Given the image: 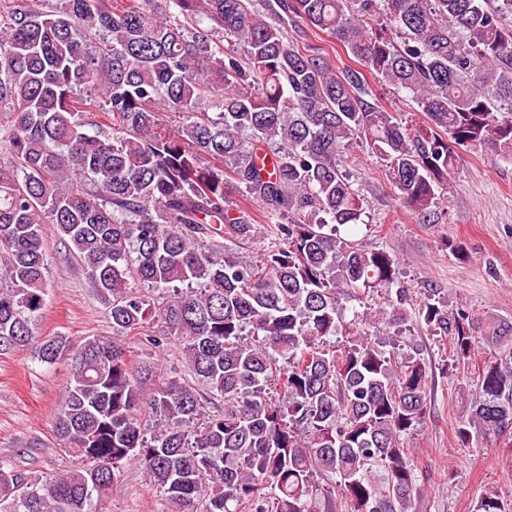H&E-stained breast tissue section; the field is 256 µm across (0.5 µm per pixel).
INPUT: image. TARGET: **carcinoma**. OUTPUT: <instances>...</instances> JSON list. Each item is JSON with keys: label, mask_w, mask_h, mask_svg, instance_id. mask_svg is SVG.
Masks as SVG:
<instances>
[{"label": "carcinoma", "mask_w": 512, "mask_h": 512, "mask_svg": "<svg viewBox=\"0 0 512 512\" xmlns=\"http://www.w3.org/2000/svg\"><path fill=\"white\" fill-rule=\"evenodd\" d=\"M507 18L512 0H0V355L70 361L53 432L75 458L45 477L0 463L5 512H100L128 463L174 512H313L328 474L347 512H404L421 485L403 437L424 421L428 370L345 321L340 296L381 293L373 324H419L459 370L479 325L436 285L413 296L389 252L341 234L362 223L341 156L366 142L424 223L458 148L512 159ZM309 29L359 68L300 45ZM369 75L426 124L398 121ZM161 112L186 121L166 136ZM234 193L262 208L256 254L224 246L257 230ZM45 224L109 309L112 338H36ZM142 286L169 293L168 334L224 400L212 413L171 377L147 402L149 435L119 342L152 311ZM483 339L497 357L472 380L464 447L512 436V321ZM475 512H506L500 493Z\"/></svg>", "instance_id": "obj_1"}]
</instances>
